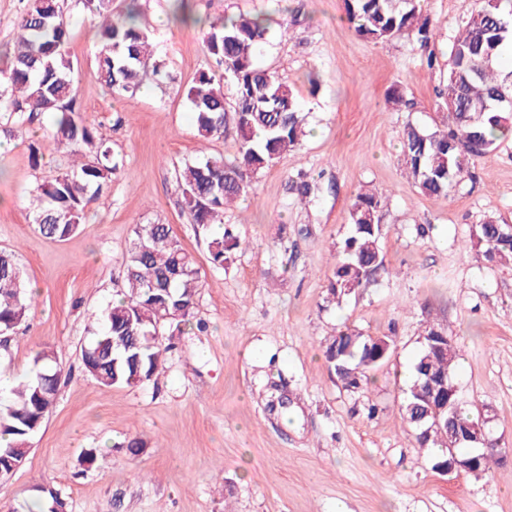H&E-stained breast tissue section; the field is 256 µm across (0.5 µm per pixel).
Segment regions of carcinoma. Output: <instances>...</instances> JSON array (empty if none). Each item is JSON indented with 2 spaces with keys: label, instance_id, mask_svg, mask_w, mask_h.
<instances>
[{
  "label": "carcinoma",
  "instance_id": "carcinoma-1",
  "mask_svg": "<svg viewBox=\"0 0 512 512\" xmlns=\"http://www.w3.org/2000/svg\"><path fill=\"white\" fill-rule=\"evenodd\" d=\"M84 16L96 30L98 79L118 92L139 88L141 66L155 52L152 36L130 7L112 17V0H79ZM346 18L359 35L383 43L402 36L428 42V19L420 0H345ZM67 0H26L18 20L13 54L0 64V120L32 124L43 114L54 117L48 135L74 157L71 171L38 186L33 223L52 241H63L83 225L86 208L108 188L119 169L110 148L94 128L75 117L73 61L65 50L69 39ZM268 32L259 16L226 17L210 24L204 36L209 59L234 83L226 103L221 83L202 71L188 89L197 135L204 141L219 137L224 116L233 113L237 132V161L224 163L210 157L187 164L179 173V187L191 223L216 226L207 242L211 264L230 262L239 239L224 228V208L247 194L251 178L273 161L293 152L306 136L305 114L297 93L274 73L254 64L256 47ZM512 41V0H478V7L462 22L450 40L448 70L438 96L448 112V124L427 129L414 123L401 131L403 162L409 177L430 197L450 194L472 179L475 162L494 150L497 141L512 136V71L498 65L502 46ZM386 196L377 189H362L349 207V235L336 252L329 282L330 295L340 298L370 281L369 271L385 270L380 250L379 212ZM476 244L484 246L490 263L512 262V230L487 215L476 226ZM127 291L119 294L100 315L92 316V341L82 357L85 371L104 387L149 380L161 366L166 337L192 326L201 272L195 258L171 235L167 224H138L125 258ZM10 251L0 250V335L17 327L32 306ZM158 333L161 339L153 338ZM373 337L344 330L326 345L324 356L343 387L358 389L379 366L373 356ZM460 349L448 338V354L421 347L413 364L402 411L415 427L422 448H436L433 469L448 462V431L478 420L465 407L453 382ZM38 369L9 391L0 406V437L11 454L0 457V469L26 453L52 409L60 370L56 355L43 351L35 357ZM448 377V423L429 434L416 428L414 419L431 412L426 374ZM461 458L481 457L478 472L489 469L497 452L462 442L455 448Z\"/></svg>",
  "mask_w": 512,
  "mask_h": 512
}]
</instances>
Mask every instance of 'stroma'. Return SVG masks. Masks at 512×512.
Returning a JSON list of instances; mask_svg holds the SVG:
<instances>
[{
    "label": "stroma",
    "instance_id": "35a3bbf8",
    "mask_svg": "<svg viewBox=\"0 0 512 512\" xmlns=\"http://www.w3.org/2000/svg\"><path fill=\"white\" fill-rule=\"evenodd\" d=\"M175 2L112 0L116 17L137 5L164 70L158 77L145 67L141 88L122 95L98 79L95 29L68 2L76 111L120 162L80 233L51 241L31 221L37 185L72 165L45 144L51 117L0 128V249L15 253L36 289L26 321L0 342L8 367L0 379L32 375L45 350L61 370L28 457L0 482V512H21L47 487L66 512H512V266L489 263L472 242L485 215L512 224V139L445 198L422 194L407 177L399 139L406 123L433 129L446 120L435 89L449 38L475 0H421L432 29L425 48L407 37L359 36L343 0H188L191 23L174 19ZM240 14L266 18L255 63L296 89L310 133L225 210L245 247L216 269L177 176L187 163L236 155L233 124L222 137L199 139L187 90L208 67V25ZM393 87L408 107L387 105ZM305 183L314 200L303 206ZM363 185L388 194L380 213L386 270L337 299L328 290L333 256ZM154 223L170 225L200 268L193 325L171 338L151 380L104 387L81 359L90 316L122 290L135 226ZM429 322L461 349L453 378L462 401L491 421L499 461L483 474L435 471L403 417ZM346 327L396 341L354 391L323 355ZM278 385L288 409L272 404ZM133 439L142 443L135 451Z\"/></svg>",
    "mask_w": 512,
    "mask_h": 512
}]
</instances>
